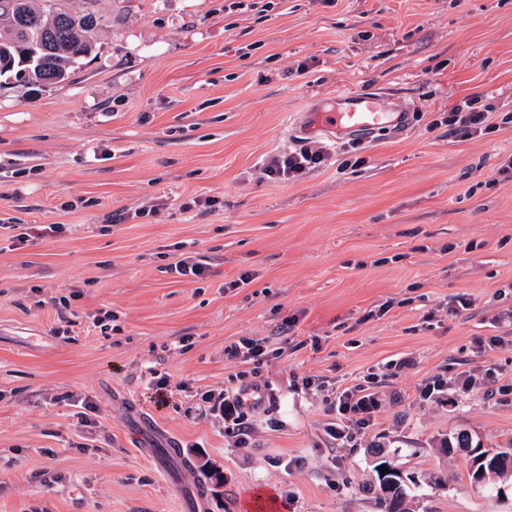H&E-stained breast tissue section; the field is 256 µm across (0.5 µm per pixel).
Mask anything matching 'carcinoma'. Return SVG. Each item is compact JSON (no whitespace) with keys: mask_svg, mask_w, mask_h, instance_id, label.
<instances>
[{"mask_svg":"<svg viewBox=\"0 0 512 512\" xmlns=\"http://www.w3.org/2000/svg\"><path fill=\"white\" fill-rule=\"evenodd\" d=\"M26 26L18 22L14 0H0V82L37 85L49 74L51 83L66 81L80 60L91 56L96 44L97 19L93 12L75 14L59 0H40L34 7L26 0ZM379 499L406 503V483H378Z\"/></svg>","mask_w":512,"mask_h":512,"instance_id":"1","label":"carcinoma"}]
</instances>
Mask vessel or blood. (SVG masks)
Wrapping results in <instances>:
<instances>
[{
	"label": "vessel or blood",
	"mask_w": 512,
	"mask_h": 512,
	"mask_svg": "<svg viewBox=\"0 0 512 512\" xmlns=\"http://www.w3.org/2000/svg\"><path fill=\"white\" fill-rule=\"evenodd\" d=\"M405 122L404 113L387 106L379 96L359 91L337 95L335 106L317 113L313 126L368 140L381 130L401 129Z\"/></svg>",
	"instance_id": "vessel-or-blood-1"
}]
</instances>
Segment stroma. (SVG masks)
<instances>
[{
	"instance_id": "obj_1",
	"label": "stroma",
	"mask_w": 512,
	"mask_h": 512,
	"mask_svg": "<svg viewBox=\"0 0 512 512\" xmlns=\"http://www.w3.org/2000/svg\"><path fill=\"white\" fill-rule=\"evenodd\" d=\"M63 4L96 14L93 56L0 88V220L66 228L0 241V512H193L198 485L204 512L263 486L287 512H383L373 447L413 477L410 512H512V477L474 485L440 451L460 431L512 441V125L468 142L432 125L476 93L512 113V0H288L263 20L224 0ZM364 89L409 116L364 166L262 179L288 124ZM195 197L221 206L183 212ZM184 250L209 278L168 273ZM245 336L276 353L239 448L204 399L252 372L224 356ZM369 374L378 409L332 440L331 402ZM65 231L64 225L49 224L48 226H30L22 229V232L11 237L14 246L17 248L28 245L34 239L52 237L62 234Z\"/></svg>"
}]
</instances>
